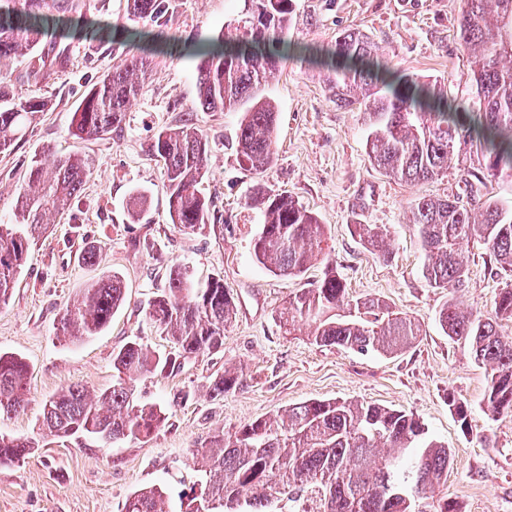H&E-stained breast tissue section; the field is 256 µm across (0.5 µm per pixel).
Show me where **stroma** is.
Wrapping results in <instances>:
<instances>
[{"label":"stroma","instance_id":"stroma-1","mask_svg":"<svg viewBox=\"0 0 512 512\" xmlns=\"http://www.w3.org/2000/svg\"><path fill=\"white\" fill-rule=\"evenodd\" d=\"M161 22L130 21L127 0H77V12L117 27L136 23L158 36L165 49L152 56L151 72L126 109L122 125L89 141L71 134L83 92L131 58L132 48L89 38L69 39L70 62L48 83L19 81L24 60L10 62L18 96L46 98L24 138L0 153V224L14 221L12 200L33 156L44 150L79 151L92 164L72 214L51 222L28 250L11 298L0 304V352L28 364L29 404L24 414L0 419V434L38 439L25 459L0 465V512H121L127 497L144 487L165 492L168 512H178L189 457L216 431L232 434L309 399L368 401L414 413L432 437L448 444L453 464L441 494L459 512H512V416L489 418L480 406L487 378L463 345L443 334L435 313L447 290L430 287L409 207L419 196L462 191L457 168L434 181L408 183L385 176L369 161L360 112L336 106L320 55L337 36L360 30L374 41L383 62L401 73L448 90L455 103L478 109L467 51L458 37L464 0H292L288 52L263 93L277 106L276 162L263 176L314 212L325 226L324 247L351 295L381 299L416 319L421 334L395 355H362L319 347L307 327L288 333L279 313L289 295L320 279L315 262L300 278L271 275L254 256L260 229L245 205L255 176L237 160L241 112H205L198 104L193 46L215 40L244 16L249 0H167ZM194 123L208 141L209 176L202 192L212 203L207 224L185 235L168 222L162 162L147 147L164 128ZM145 193L140 216L127 208L130 193ZM356 224H379L386 253L365 249ZM98 258L88 264L85 249ZM468 279L459 293L465 306L489 311L512 272L498 268L477 242L464 245ZM175 263L189 266L197 282L221 277L235 299L236 315L221 351L192 355L165 373L134 383L139 401L163 403L190 392L168 422L141 440L104 443L85 438H40L43 405L62 387L80 384L96 393L112 384V354L137 339L165 354L170 343L147 315ZM118 275L126 302L100 334L66 342L57 334L61 309L102 276ZM242 368L243 381L224 398H211L208 381L225 367ZM467 402L460 425L450 399Z\"/></svg>","mask_w":512,"mask_h":512}]
</instances>
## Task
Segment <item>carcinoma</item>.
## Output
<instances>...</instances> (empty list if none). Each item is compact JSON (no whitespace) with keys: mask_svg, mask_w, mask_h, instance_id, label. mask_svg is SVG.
<instances>
[{"mask_svg":"<svg viewBox=\"0 0 512 512\" xmlns=\"http://www.w3.org/2000/svg\"><path fill=\"white\" fill-rule=\"evenodd\" d=\"M131 19L160 20L166 0H128ZM251 8L215 43L192 49L199 59L198 99L209 112L244 109L237 134L240 166L262 175L276 161L273 138L277 111L263 94L277 70L291 20V0H250ZM459 37L471 58L479 118L458 112L448 94L391 71L375 58L376 47L361 31L336 37L327 82L336 106L357 109L367 129L371 164L385 175L425 183L448 171L460 147L476 150L479 170L460 167L461 182L476 192L487 178L512 176V0H464ZM69 0H0V153L11 150L35 116L48 107L39 96L17 97L6 61L26 60L22 78L39 84L49 72L68 65L64 40L83 32L70 13ZM44 37L48 48L33 53L31 36ZM92 39L139 45L149 33L108 24L87 33ZM151 61L140 56L112 66L81 97L73 115L72 136L101 138L118 128ZM208 142L192 123L160 130L149 148L163 162L169 223L191 234L210 218L209 200L200 185L206 179ZM90 174V160L80 153L31 161L24 186L12 207L15 223L0 224V304L10 299L27 252L48 229L47 217L71 210ZM473 202L459 194L421 196L410 205L418 238L421 272L431 287L448 291L435 320L448 339L469 349L487 372L482 400L490 416L512 413V336L501 331L512 321V288L496 294L492 315L464 309L455 293L467 277L463 242L485 246L499 267L512 272V205L496 196ZM246 205L261 219L254 254L277 277H300L322 254L325 226L286 192L257 181ZM353 234L374 251L383 248L377 224H354ZM125 303V287L116 277H102L83 289L63 310L58 336L81 341L100 334ZM233 295L224 279L195 285L189 269L169 268L165 287L149 307V318L177 351L161 356L132 340L112 356V386L91 393L69 385L44 404L43 427L58 438L77 434L104 441L139 440L166 424L172 410L190 397L178 392L166 403H141L133 382L144 374L173 369L177 359L220 349L224 331L235 317ZM286 332L310 327L311 341L322 347L360 354L392 355L420 336L419 324L378 298L350 295L336 267L327 263L310 288L289 297L279 314ZM28 366L13 354H0V417L24 411ZM241 380L235 367L209 384L210 397H224ZM39 447L28 436L0 435V464L19 461ZM452 452L428 435L412 413L347 399H310L290 405L269 419H256L230 436L215 435L192 456L194 479L181 494V512H283L287 500L308 505L294 512H458L448 496L434 497L448 481ZM164 495L147 487L133 492L122 512H166Z\"/></svg>","mask_w":512,"mask_h":512,"instance_id":"cac0c4a2","label":"carcinoma"}]
</instances>
